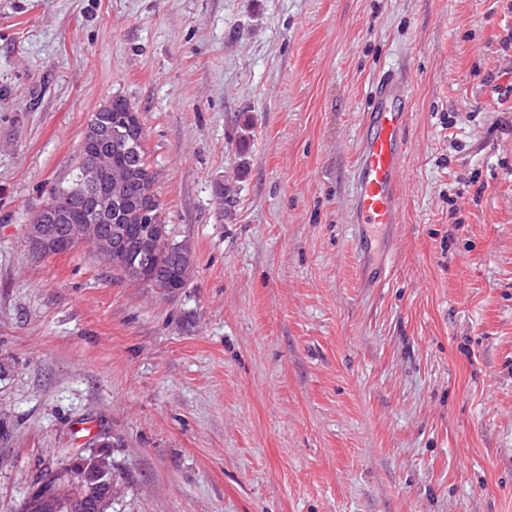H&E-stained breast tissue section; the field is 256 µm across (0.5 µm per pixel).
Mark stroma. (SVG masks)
I'll use <instances>...</instances> for the list:
<instances>
[{
	"mask_svg": "<svg viewBox=\"0 0 512 512\" xmlns=\"http://www.w3.org/2000/svg\"><path fill=\"white\" fill-rule=\"evenodd\" d=\"M386 69L402 224L364 288ZM115 95L195 254L173 295L26 241ZM98 444L116 512H512V0H0V512ZM410 90L400 73L388 70L376 83L372 104L359 127V162L354 193V220L359 226L356 250L366 288L382 278L377 266L370 277L368 264L391 247L403 210L401 174L408 154Z\"/></svg>",
	"mask_w": 512,
	"mask_h": 512,
	"instance_id": "obj_1",
	"label": "stroma"
}]
</instances>
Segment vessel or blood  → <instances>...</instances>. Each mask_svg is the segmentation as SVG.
<instances>
[{
	"label": "vessel or blood",
	"instance_id": "obj_1",
	"mask_svg": "<svg viewBox=\"0 0 512 512\" xmlns=\"http://www.w3.org/2000/svg\"><path fill=\"white\" fill-rule=\"evenodd\" d=\"M410 90L401 74L387 71L376 83L372 104L359 128V162L354 193L356 250L365 287H376L381 273H368L371 260L387 251L401 223V174L408 154Z\"/></svg>",
	"mask_w": 512,
	"mask_h": 512
}]
</instances>
